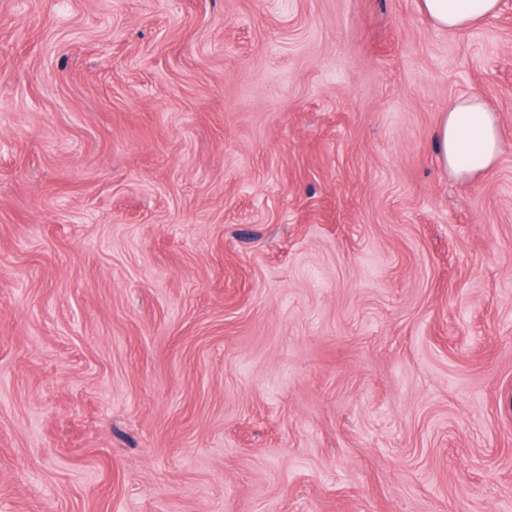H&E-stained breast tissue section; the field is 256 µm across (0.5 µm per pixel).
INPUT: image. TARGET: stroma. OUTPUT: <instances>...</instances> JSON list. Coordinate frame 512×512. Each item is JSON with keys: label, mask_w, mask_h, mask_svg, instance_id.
<instances>
[{"label": "stroma", "mask_w": 512, "mask_h": 512, "mask_svg": "<svg viewBox=\"0 0 512 512\" xmlns=\"http://www.w3.org/2000/svg\"><path fill=\"white\" fill-rule=\"evenodd\" d=\"M0 512H512V0H0ZM421 10L441 29L476 26L499 10L500 0H420ZM443 167L458 177H474L493 166L501 154L494 112L477 95L458 98L444 112L437 129Z\"/></svg>", "instance_id": "35a3bbf8"}]
</instances>
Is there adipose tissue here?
Masks as SVG:
<instances>
[{"mask_svg": "<svg viewBox=\"0 0 512 512\" xmlns=\"http://www.w3.org/2000/svg\"><path fill=\"white\" fill-rule=\"evenodd\" d=\"M420 8L441 29L475 26L496 14L500 0H419ZM440 162L458 177H473L493 166L501 154L494 112L476 95L458 98L442 114L437 129Z\"/></svg>", "mask_w": 512, "mask_h": 512, "instance_id": "obj_1", "label": "adipose tissue"}]
</instances>
